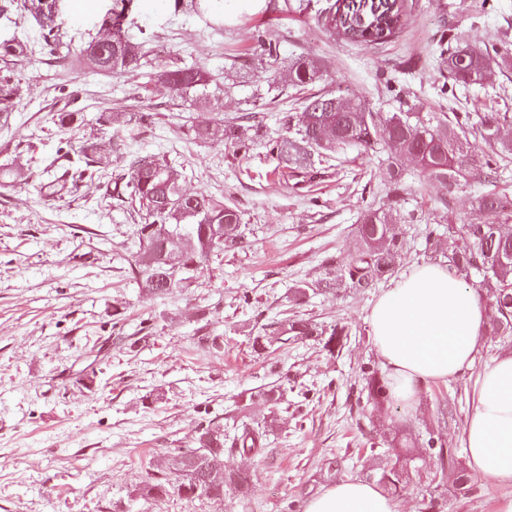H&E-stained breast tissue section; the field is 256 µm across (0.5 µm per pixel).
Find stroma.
<instances>
[{
    "instance_id": "1",
    "label": "stroma",
    "mask_w": 512,
    "mask_h": 512,
    "mask_svg": "<svg viewBox=\"0 0 512 512\" xmlns=\"http://www.w3.org/2000/svg\"><path fill=\"white\" fill-rule=\"evenodd\" d=\"M335 0H136L127 35L149 43L155 65L186 60L212 82L206 96L173 98L156 108L142 98L151 70L104 74L45 54L19 58L21 96L0 112V165L22 178L0 187V512H305L310 498L337 482L374 481L375 458L394 441L420 451L441 437L466 459L464 427L478 374L512 351V337L485 336L470 368L424 384L413 411L379 409L366 377L379 370L370 340L372 303L415 266L443 264L424 249L431 199L440 188L407 165L399 187L388 181L390 148L353 147L324 161L301 183L274 176L265 138L288 134L300 110L283 76L301 55L318 61L310 92L359 99L373 112H466L471 120L512 113V0H403L406 24L388 43L359 45L329 32ZM113 0H63L56 23L72 52L101 35ZM473 47L497 44L506 60L488 84L442 92L448 78L439 47L453 33ZM279 50L275 66L265 45ZM70 104L83 121L69 131L52 114ZM154 112L151 125L104 126L100 113ZM256 113L264 140L235 153L223 139L189 134V124L234 121ZM117 145L113 168L129 156L160 155L181 170L184 188L231 201L242 212L240 248L212 257L191 288L153 296L127 275L139 217L88 181L60 194L40 193L60 143ZM495 191L512 202V164L496 182L476 178L448 205V223H478L471 199ZM413 215L398 222L395 268L371 288L342 281L367 205ZM306 297L295 299L298 286ZM297 317L327 330L344 326L335 354L318 339L253 348L256 336ZM282 394L266 405L269 388ZM214 424L225 439L252 427L262 454H224L251 476L248 492L222 498L157 499L138 493L165 476L156 459L194 444ZM426 458L396 494L403 512H496L512 486L472 476V494L434 480Z\"/></svg>"
}]
</instances>
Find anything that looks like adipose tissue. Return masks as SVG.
Returning <instances> with one entry per match:
<instances>
[{
    "mask_svg": "<svg viewBox=\"0 0 512 512\" xmlns=\"http://www.w3.org/2000/svg\"><path fill=\"white\" fill-rule=\"evenodd\" d=\"M368 320L390 396L408 407L423 384L469 367L486 334V306L477 290L439 265L401 275L373 303ZM465 440L473 473L512 485V353L495 358L478 377ZM306 512H400V505L377 485L356 479L314 497Z\"/></svg>",
    "mask_w": 512,
    "mask_h": 512,
    "instance_id": "adipose-tissue-1",
    "label": "adipose tissue"
}]
</instances>
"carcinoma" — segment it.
Masks as SVG:
<instances>
[{
    "instance_id": "carcinoma-1",
    "label": "carcinoma",
    "mask_w": 512,
    "mask_h": 512,
    "mask_svg": "<svg viewBox=\"0 0 512 512\" xmlns=\"http://www.w3.org/2000/svg\"><path fill=\"white\" fill-rule=\"evenodd\" d=\"M134 0H116L104 15L101 27L108 31L110 42L93 38L85 43L81 62L105 73L120 74L131 67L152 63L149 50L142 42L125 34L129 11ZM59 0H0V13L13 9L28 12L42 27L41 49L58 59H68L69 44L63 40L55 23ZM402 0H336L326 18V25L342 38L358 44H383L404 26ZM448 48V79L458 85H481L491 73L492 63L499 56L495 45L473 50L460 43ZM27 52L20 42L0 43V105L8 106L20 96L21 87L10 65ZM288 85L303 95L302 112L297 128L288 137L266 141L268 152L290 164L297 176L316 175L311 157L314 154L332 156L351 147H371L384 142L394 149L395 163L389 169L390 183L400 184L404 164L412 162L423 176L438 183L443 189L434 201L433 209H448V198L462 189L469 179L478 174L494 173L512 159V139L504 138L502 130L512 128V114L495 112L474 124L470 117L454 112L447 114L419 112H392L386 115L370 112L350 97L331 92L307 95V87L319 78L316 62L301 56L288 68ZM209 77L197 66L168 65L157 72L153 85L144 87L146 96L155 98L164 94L183 97L207 93ZM62 128H72L81 120V112L63 107L52 117ZM199 138L219 136L236 147L249 149L250 132L258 130L256 116L244 113L232 123L222 121L214 125L191 126ZM480 139L486 150L476 156L472 139ZM49 167L62 169L54 180L40 184L47 190L56 184L93 181L109 177L112 196L134 203L140 223L135 225L139 242L136 255L129 262L131 278L148 293L162 295L173 290L192 287L195 272L209 257L237 247L241 243V211L223 199L194 192L185 193L181 175L164 160L153 156H136L123 173L112 177V152H106L93 143L71 142L58 148ZM482 213L483 221L474 224L425 225V249L435 253L441 245H448V272L458 278L472 274L492 290L489 328L493 336H512V208L501 204L497 193L489 191L473 199ZM398 214L367 206L358 226L359 247L350 255L344 268V280L349 288L372 287L389 272L400 258L401 243L396 233ZM181 229L179 238L181 261L170 262L166 238L160 229ZM274 334L278 339L321 337L323 348L330 353L341 349L348 333L342 326L328 331L305 320L286 319L278 323ZM367 397L375 406L390 402L383 376L371 372L366 377ZM262 434L244 429L231 442L239 453L259 451ZM428 448L437 450L439 466L435 476L448 481L469 494L473 491L467 469L462 460L444 455V443L431 437ZM224 455V431L211 425L199 428L196 447L177 453L182 464V482L177 492L186 497L206 494L220 499L224 486L233 484L241 489L250 485L246 473L225 470L213 472L212 461ZM421 460L411 451L386 462L379 468V483L387 491L397 492L409 476V468ZM169 483L149 481L139 488L145 499L166 495Z\"/></svg>"
}]
</instances>
